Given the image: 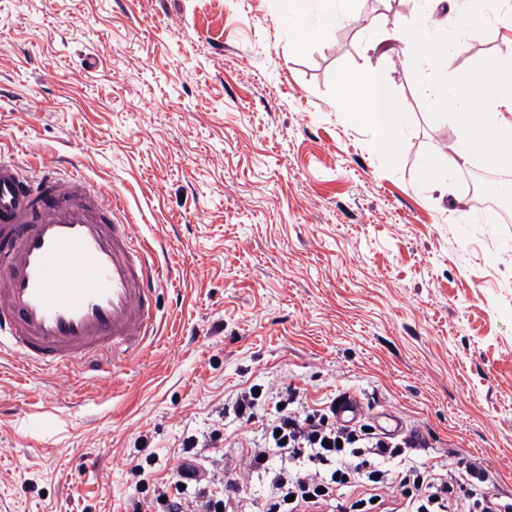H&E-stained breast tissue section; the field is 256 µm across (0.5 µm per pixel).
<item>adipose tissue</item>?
I'll return each instance as SVG.
<instances>
[{
  "label": "adipose tissue",
  "mask_w": 512,
  "mask_h": 512,
  "mask_svg": "<svg viewBox=\"0 0 512 512\" xmlns=\"http://www.w3.org/2000/svg\"><path fill=\"white\" fill-rule=\"evenodd\" d=\"M322 20L314 24L306 11L288 14V26L300 40L322 38L326 30L347 18V0H321ZM456 34L440 42L399 32L395 38L402 45L407 63L440 62L451 67L466 41L488 23L487 14L479 7L459 8L454 16ZM503 54L489 59L484 77L467 87L455 78L427 85L423 90L426 112L433 122L449 121L457 129L450 146L447 163L431 156L419 162L422 183L429 187L448 185L461 166L480 158L496 167L512 164V37L505 39ZM336 109L354 125L367 124L374 130L376 145L385 151L394 150L409 123V110L404 102L391 95L386 83L372 77L357 84L347 73L336 78Z\"/></svg>",
  "instance_id": "obj_1"
}]
</instances>
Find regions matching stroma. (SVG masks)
I'll list each match as a JSON object with an SVG mask.
<instances>
[{"label":"stroma","mask_w":512,"mask_h":512,"mask_svg":"<svg viewBox=\"0 0 512 512\" xmlns=\"http://www.w3.org/2000/svg\"><path fill=\"white\" fill-rule=\"evenodd\" d=\"M290 0H0V152L21 167L77 158L122 195L172 270L160 333L104 377L24 369L0 348V512H126L161 485L187 438L207 468L260 439L224 412L242 389L292 385L308 405L358 395L423 437L395 476L480 463L512 503V223L447 160L422 86L480 75L501 49L507 0L451 68L415 67L394 32L426 15L454 35L448 0H348L317 41ZM379 73L413 117L397 153L336 109V75ZM155 459L144 474L134 465Z\"/></svg>","instance_id":"stroma-1"}]
</instances>
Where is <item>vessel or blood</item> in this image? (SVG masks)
I'll return each mask as SVG.
<instances>
[{
    "label": "vessel or blood",
    "mask_w": 512,
    "mask_h": 512,
    "mask_svg": "<svg viewBox=\"0 0 512 512\" xmlns=\"http://www.w3.org/2000/svg\"><path fill=\"white\" fill-rule=\"evenodd\" d=\"M132 222L79 169L31 176L0 155V346L28 367L96 373L138 354L169 271Z\"/></svg>",
    "instance_id": "obj_1"
}]
</instances>
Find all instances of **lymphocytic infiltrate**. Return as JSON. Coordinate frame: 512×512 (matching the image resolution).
<instances>
[{
  "label": "lymphocytic infiltrate",
  "instance_id": "1",
  "mask_svg": "<svg viewBox=\"0 0 512 512\" xmlns=\"http://www.w3.org/2000/svg\"><path fill=\"white\" fill-rule=\"evenodd\" d=\"M278 407L263 428L261 443L239 448L245 473L264 471L269 481L264 512H381V498L397 492L401 512H502L483 491L485 472L476 463L448 468L436 462L409 468L402 478L387 461L417 447L419 434L401 440L346 426L332 409L305 406L295 387L276 396ZM196 443L182 444L184 463L151 497L131 502L132 512H219L232 483L223 472L197 462Z\"/></svg>",
  "mask_w": 512,
  "mask_h": 512
}]
</instances>
